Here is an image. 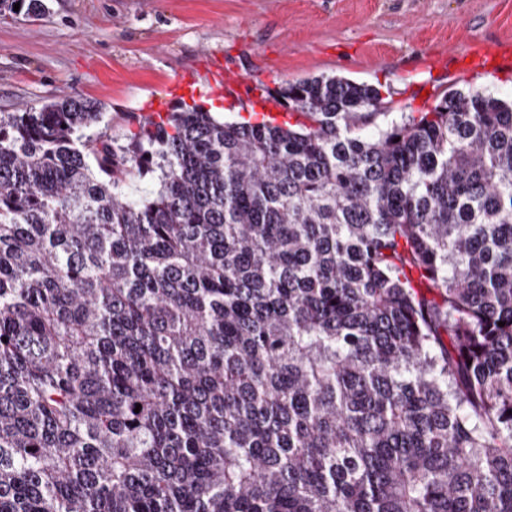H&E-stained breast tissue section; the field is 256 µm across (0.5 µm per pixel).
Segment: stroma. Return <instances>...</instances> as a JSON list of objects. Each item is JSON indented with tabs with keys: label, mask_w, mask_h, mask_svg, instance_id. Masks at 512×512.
Masks as SVG:
<instances>
[{
	"label": "stroma",
	"mask_w": 512,
	"mask_h": 512,
	"mask_svg": "<svg viewBox=\"0 0 512 512\" xmlns=\"http://www.w3.org/2000/svg\"><path fill=\"white\" fill-rule=\"evenodd\" d=\"M40 20L0 16V112L63 95L96 103L124 143L157 103L248 117L258 86L312 77L379 88L386 111L420 112L449 90L512 99V71L472 58L512 39V0H47ZM246 79L218 93L206 72ZM196 82L173 92L179 75Z\"/></svg>",
	"instance_id": "1"
}]
</instances>
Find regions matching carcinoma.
Masks as SVG:
<instances>
[{"label":"carcinoma","instance_id":"obj_1","mask_svg":"<svg viewBox=\"0 0 512 512\" xmlns=\"http://www.w3.org/2000/svg\"><path fill=\"white\" fill-rule=\"evenodd\" d=\"M268 95L0 112V512H512V103Z\"/></svg>","mask_w":512,"mask_h":512}]
</instances>
